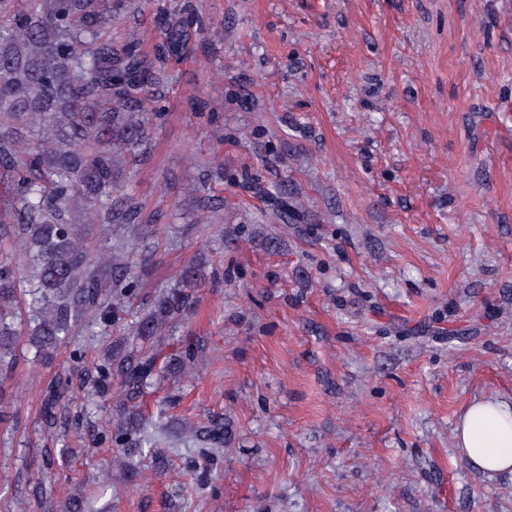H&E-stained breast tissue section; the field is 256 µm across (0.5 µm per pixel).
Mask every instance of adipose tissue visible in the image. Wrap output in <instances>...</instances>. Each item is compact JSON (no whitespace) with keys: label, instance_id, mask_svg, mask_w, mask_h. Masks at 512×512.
<instances>
[{"label":"adipose tissue","instance_id":"obj_1","mask_svg":"<svg viewBox=\"0 0 512 512\" xmlns=\"http://www.w3.org/2000/svg\"><path fill=\"white\" fill-rule=\"evenodd\" d=\"M456 438L461 455L487 478L512 472V401H472L459 417Z\"/></svg>","mask_w":512,"mask_h":512}]
</instances>
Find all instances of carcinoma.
<instances>
[{"instance_id":"cac0c4a2","label":"carcinoma","mask_w":512,"mask_h":512,"mask_svg":"<svg viewBox=\"0 0 512 512\" xmlns=\"http://www.w3.org/2000/svg\"><path fill=\"white\" fill-rule=\"evenodd\" d=\"M0 0V180L8 205L0 208V248L32 242L40 306L29 340L39 357L54 360L75 324L93 314L109 326L113 312L136 286L134 263L120 246L104 266L112 281L103 294L95 267L100 257L77 225L141 223V209L114 180L117 155L141 142L159 111L150 95L158 83L135 40L112 47L107 32L116 20L112 0H25L9 9ZM186 267L174 287L160 292L135 322L139 349H118L100 369L101 384L120 385L128 418L115 426L124 447L140 429L135 400L159 373L148 344L181 314L199 287ZM16 293L14 268L0 261V363L14 359L19 332L8 306ZM60 385L45 391L43 414L55 424Z\"/></svg>"}]
</instances>
